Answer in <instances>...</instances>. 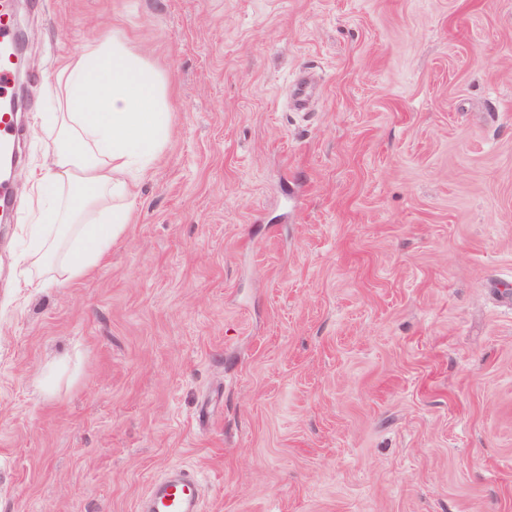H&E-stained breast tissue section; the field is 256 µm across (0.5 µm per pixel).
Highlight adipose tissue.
Masks as SVG:
<instances>
[{"label": "adipose tissue", "mask_w": 512, "mask_h": 512, "mask_svg": "<svg viewBox=\"0 0 512 512\" xmlns=\"http://www.w3.org/2000/svg\"><path fill=\"white\" fill-rule=\"evenodd\" d=\"M49 99L57 135L21 260L31 279L65 283L98 268L131 223L132 185L165 149L171 116L160 72L111 32L66 60Z\"/></svg>", "instance_id": "adipose-tissue-1"}]
</instances>
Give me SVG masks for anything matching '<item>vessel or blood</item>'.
I'll return each mask as SVG.
<instances>
[{"instance_id": "1", "label": "vessel or blood", "mask_w": 512, "mask_h": 512, "mask_svg": "<svg viewBox=\"0 0 512 512\" xmlns=\"http://www.w3.org/2000/svg\"><path fill=\"white\" fill-rule=\"evenodd\" d=\"M17 35L15 0H0V216L9 217L13 189L8 169L18 159L21 125L14 106L13 77L16 59L12 52ZM147 512H199L200 481L196 474L178 469L153 485L144 497Z\"/></svg>"}]
</instances>
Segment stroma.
Wrapping results in <instances>:
<instances>
[{
	"label": "stroma",
	"mask_w": 512,
	"mask_h": 512,
	"mask_svg": "<svg viewBox=\"0 0 512 512\" xmlns=\"http://www.w3.org/2000/svg\"><path fill=\"white\" fill-rule=\"evenodd\" d=\"M0 512H512V0H19ZM171 136L95 275L20 288L47 88L104 30ZM305 111L288 104L301 71ZM200 481L196 474L183 469L153 485L143 502L146 512H198L200 511Z\"/></svg>",
	"instance_id": "1"
}]
</instances>
